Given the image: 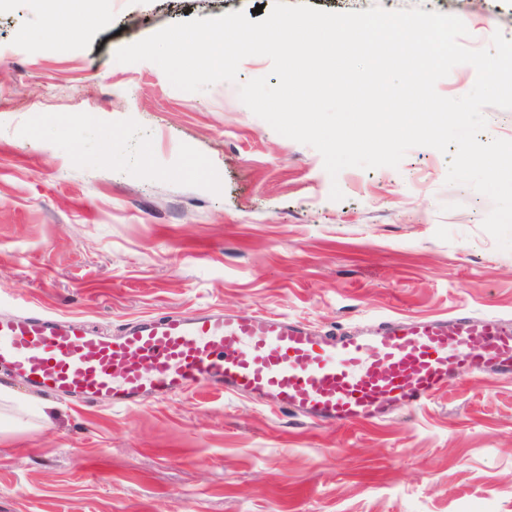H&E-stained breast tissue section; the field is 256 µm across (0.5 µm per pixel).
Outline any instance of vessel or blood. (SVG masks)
Instances as JSON below:
<instances>
[{
  "mask_svg": "<svg viewBox=\"0 0 512 512\" xmlns=\"http://www.w3.org/2000/svg\"><path fill=\"white\" fill-rule=\"evenodd\" d=\"M0 366L36 390L113 407L207 388L339 428L432 400L461 372L512 376V320L392 316L360 332L218 308L163 312L104 336L79 315L0 316Z\"/></svg>",
  "mask_w": 512,
  "mask_h": 512,
  "instance_id": "1",
  "label": "vessel or blood"
}]
</instances>
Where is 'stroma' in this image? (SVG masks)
I'll return each mask as SVG.
<instances>
[{"mask_svg": "<svg viewBox=\"0 0 512 512\" xmlns=\"http://www.w3.org/2000/svg\"><path fill=\"white\" fill-rule=\"evenodd\" d=\"M306 2L452 14L472 49L512 40V0ZM273 4L94 0L55 35L45 0H0V314L28 302L106 334L206 307L336 332L512 318V250L482 228L490 200L446 184L450 155L415 147L399 167L333 179L240 100V83L277 85L268 58L199 92L114 60L170 24ZM0 388V512H512V378L461 376L346 429L207 389L112 408L2 369Z\"/></svg>", "mask_w": 512, "mask_h": 512, "instance_id": "1", "label": "stroma"}]
</instances>
